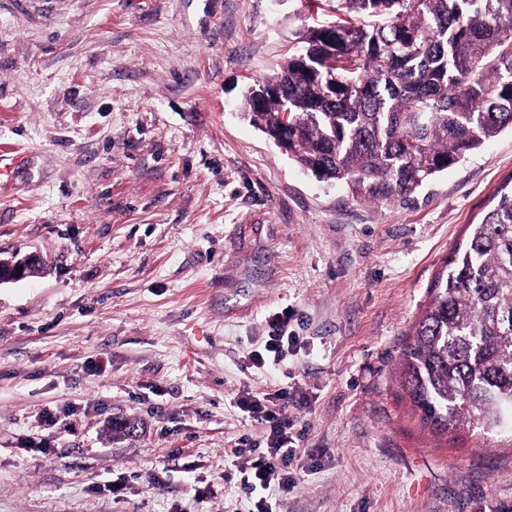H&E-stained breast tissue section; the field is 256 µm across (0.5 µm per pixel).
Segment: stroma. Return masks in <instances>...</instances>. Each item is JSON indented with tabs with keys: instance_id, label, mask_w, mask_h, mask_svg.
I'll return each mask as SVG.
<instances>
[{
	"instance_id": "obj_1",
	"label": "stroma",
	"mask_w": 512,
	"mask_h": 512,
	"mask_svg": "<svg viewBox=\"0 0 512 512\" xmlns=\"http://www.w3.org/2000/svg\"><path fill=\"white\" fill-rule=\"evenodd\" d=\"M301 0H0V512H252L237 400L290 393L275 512H512V431L421 424L403 350L512 181V130L407 205L249 122ZM297 338L267 371L273 314ZM136 420L135 433L113 422ZM37 259L40 257L36 254H28L18 259L0 260V284L26 278L28 275L27 265Z\"/></svg>"
}]
</instances>
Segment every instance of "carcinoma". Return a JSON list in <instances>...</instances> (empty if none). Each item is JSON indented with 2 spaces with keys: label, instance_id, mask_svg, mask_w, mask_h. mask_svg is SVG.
Segmentation results:
<instances>
[{
  "label": "carcinoma",
  "instance_id": "carcinoma-1",
  "mask_svg": "<svg viewBox=\"0 0 512 512\" xmlns=\"http://www.w3.org/2000/svg\"><path fill=\"white\" fill-rule=\"evenodd\" d=\"M244 98L250 122L321 181L407 204L512 128V0H336ZM402 354L438 432L512 429V188L430 286Z\"/></svg>",
  "mask_w": 512,
  "mask_h": 512
}]
</instances>
